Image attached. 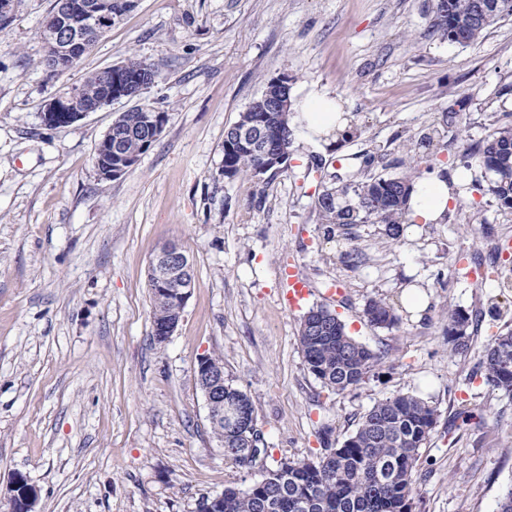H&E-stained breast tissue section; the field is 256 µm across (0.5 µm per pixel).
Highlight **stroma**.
Instances as JSON below:
<instances>
[{
    "label": "stroma",
    "instance_id": "1",
    "mask_svg": "<svg viewBox=\"0 0 512 512\" xmlns=\"http://www.w3.org/2000/svg\"><path fill=\"white\" fill-rule=\"evenodd\" d=\"M54 0H18L0 29V512L14 475L38 512H196L199 498L247 487L213 436L197 382L203 356L250 398L267 466L339 446L379 400L436 406L421 450L415 512H496L512 482V397L477 369L491 336L512 327V211L491 195L466 148L512 120V21L462 46L432 33L436 0H134L71 71L38 64ZM137 56L160 79L144 101L164 112L159 141L116 180L96 147L122 100L73 124H44L66 84ZM285 74L292 99L329 93L350 139L294 138L286 168L258 182L224 176V131ZM444 146L416 155L421 134ZM465 175L439 224L391 238L355 229L361 262L342 259L315 207L336 179ZM179 244L195 286L165 344L152 337L147 270ZM307 306L335 309L349 335L385 350L357 388L329 393L298 342L289 275ZM427 303L393 329L371 328L369 299ZM480 313L468 353L451 352L448 311ZM472 412L469 423L458 411Z\"/></svg>",
    "mask_w": 512,
    "mask_h": 512
}]
</instances>
